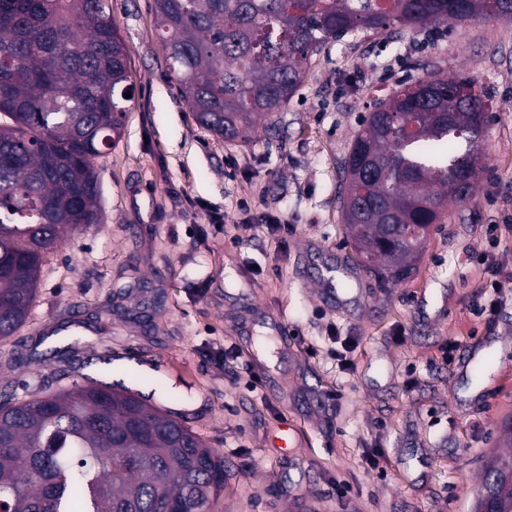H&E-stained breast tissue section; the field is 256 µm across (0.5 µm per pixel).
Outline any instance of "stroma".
I'll return each instance as SVG.
<instances>
[{
  "instance_id": "stroma-1",
  "label": "stroma",
  "mask_w": 512,
  "mask_h": 512,
  "mask_svg": "<svg viewBox=\"0 0 512 512\" xmlns=\"http://www.w3.org/2000/svg\"><path fill=\"white\" fill-rule=\"evenodd\" d=\"M151 3L110 0L135 97L95 161L98 221L45 257L0 388L136 369L135 392L223 457L214 512H472L512 415V19L328 41L277 135L243 143L194 120ZM432 75L485 91L486 173L382 285L346 233L341 163L376 89Z\"/></svg>"
}]
</instances>
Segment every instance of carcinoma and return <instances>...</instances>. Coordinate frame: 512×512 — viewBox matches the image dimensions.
<instances>
[{
  "mask_svg": "<svg viewBox=\"0 0 512 512\" xmlns=\"http://www.w3.org/2000/svg\"><path fill=\"white\" fill-rule=\"evenodd\" d=\"M108 0H0V342L25 323L44 257L97 223L94 160L121 136L134 82ZM165 60L197 123L226 141L271 133L327 40L392 25L512 18V0H153ZM483 92L430 76L365 116L341 167V212L364 267L403 280L483 174ZM512 512V453L483 475ZM224 459L124 383L0 392V512H213Z\"/></svg>",
  "mask_w": 512,
  "mask_h": 512,
  "instance_id": "obj_1",
  "label": "carcinoma"
}]
</instances>
